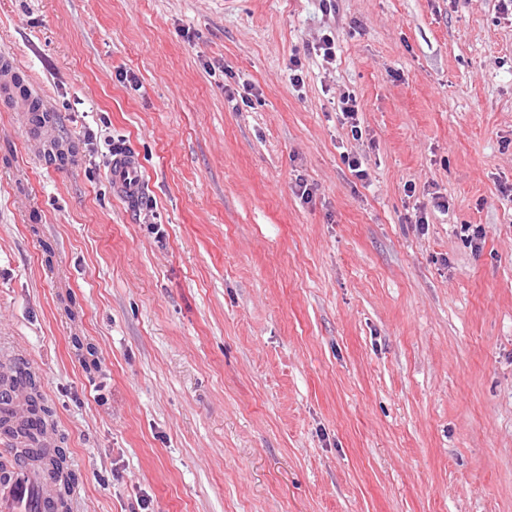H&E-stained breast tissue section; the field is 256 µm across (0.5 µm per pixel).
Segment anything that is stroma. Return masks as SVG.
Masks as SVG:
<instances>
[{
	"label": "stroma",
	"instance_id": "stroma-1",
	"mask_svg": "<svg viewBox=\"0 0 512 512\" xmlns=\"http://www.w3.org/2000/svg\"><path fill=\"white\" fill-rule=\"evenodd\" d=\"M2 50L66 159L0 99V364L77 512H512L501 0H0ZM338 110L342 115L344 123H350L351 132L355 135H362L359 127L358 109L356 106V98L350 92H344L338 100ZM109 174L112 180V188L118 196L127 201L138 197L140 178L136 183L131 182L129 184L128 182L131 177L139 176L137 161L133 156L118 150L111 161Z\"/></svg>",
	"mask_w": 512,
	"mask_h": 512
}]
</instances>
